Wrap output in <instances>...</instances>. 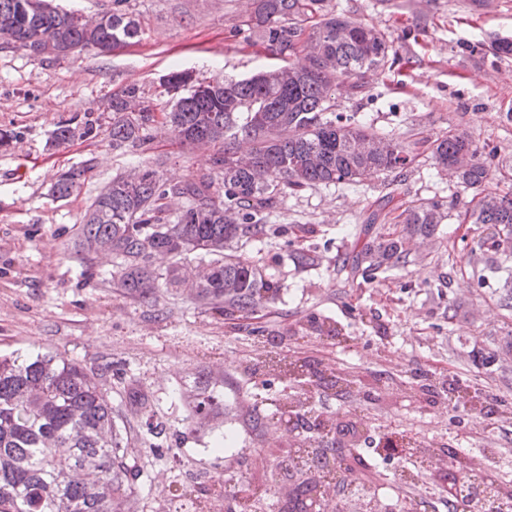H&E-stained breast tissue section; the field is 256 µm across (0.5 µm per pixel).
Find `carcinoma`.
Returning a JSON list of instances; mask_svg holds the SVG:
<instances>
[{
  "label": "carcinoma",
  "mask_w": 512,
  "mask_h": 512,
  "mask_svg": "<svg viewBox=\"0 0 512 512\" xmlns=\"http://www.w3.org/2000/svg\"><path fill=\"white\" fill-rule=\"evenodd\" d=\"M45 0H0V44L34 52L45 39H60L81 50L109 55L132 43L139 23L112 0V9L86 21L44 6ZM243 26L282 61L249 78L215 79L188 86L186 73L166 76L167 107L159 110L135 85L112 95L107 133L115 150L142 148L151 131L162 129L182 145L211 148L212 166L223 175L224 201L212 198L213 180L203 176L170 186L153 169L117 175L95 197L78 227L79 247L88 253L105 245L119 260L116 286L129 295L147 299L157 276L148 259L153 252L168 254L172 262L165 284L177 288L180 270L190 253L204 265L196 296L211 309L232 320L272 303L280 288L264 279L250 260L233 253L241 238L259 233L254 219L273 206L278 195L317 184L357 183L377 173L408 168L413 151L401 142L381 136L355 116L332 111L338 79L360 92L361 74L389 61L383 34L336 11L328 0H252ZM62 120L53 142L69 144L96 138L102 125L92 120L74 124ZM434 165L461 163L458 180L480 189L485 159L464 131L454 130L436 139ZM89 168L63 170L51 194L66 200L80 192ZM185 206L172 212V199ZM443 203L421 202L403 212L406 233L379 234L337 267L339 275L370 278L375 272L408 262V243L415 236L430 237L441 222ZM463 216L482 224V246L497 251L501 236L512 235V198L476 194L464 204ZM266 374L292 380L306 372L300 358L267 356ZM105 369L87 367L58 351H14L0 355V512H136L132 468L128 464V435L112 391L101 383ZM328 389L346 396L357 385L354 372L329 367ZM192 414L188 425L208 429L224 416V378L207 376L189 391ZM448 404L477 416L487 395L479 387L459 381L448 387ZM281 413L298 420L315 409V392H295L279 403ZM319 433L305 437L289 451L288 470L295 481L286 495L295 498L293 512H308L321 486L340 492L337 475L355 465L362 470L361 486L386 477L364 469L363 454L385 461L394 455L376 445L360 447L363 432L356 430L350 444L338 439L347 426L337 415H317ZM388 438L406 449L403 460L416 469L403 486L410 489L430 469L446 465L456 479H477L485 494L512 499V480L486 472L485 457L456 448L437 447L401 432ZM170 501L191 500L192 512H207L213 499L224 501L225 512H264V501L246 504L224 484L195 490L169 489ZM353 512H387L377 497L348 493Z\"/></svg>",
  "instance_id": "1"
}]
</instances>
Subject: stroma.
<instances>
[{
    "label": "stroma",
    "mask_w": 512,
    "mask_h": 512,
    "mask_svg": "<svg viewBox=\"0 0 512 512\" xmlns=\"http://www.w3.org/2000/svg\"><path fill=\"white\" fill-rule=\"evenodd\" d=\"M337 11L384 33L397 61L364 74V90L335 93V109L409 144L416 158L403 172L355 185L320 184L279 196L258 216L262 234L242 238L237 255L280 287L274 303L225 321L180 288H157L143 300L114 288L109 258L84 254L76 230L87 207L119 173L156 170L170 183L211 176L215 201L223 176L210 154L158 130L141 150L113 149L106 136L52 146L56 124L101 114L113 93L134 84L166 102L163 78L187 71L195 80L244 78L275 66L264 45L235 32L248 0H127L139 21L136 44L99 57H36L0 48V129L22 138L0 149V352L58 349L108 370L107 384L133 383L154 404L164 431L124 406L138 512H169L168 486L182 478L207 486L229 482L241 492L268 478L273 454L297 432L274 425L255 433L248 389L265 377L254 339L267 349L308 360L295 389L317 393L320 412H356L371 438L397 430L441 446L482 454L490 471L512 478V255L480 248V225L464 221V188L432 165L430 145L453 129L485 152V191L512 198V57L494 58L492 38L512 37V0H331ZM89 166L78 194L53 199L57 171ZM444 218L417 239L406 266L375 280H345L339 260L369 236L401 233L400 214L429 200ZM384 221L366 225L376 209ZM315 266L302 267L296 250ZM337 324L351 341L336 345L311 320ZM349 367L358 383L346 398L321 380L325 367ZM223 373L227 421L220 430L188 425L186 396L200 373ZM467 381L489 404L482 416L414 391L424 378Z\"/></svg>",
    "instance_id": "stroma-1"
}]
</instances>
